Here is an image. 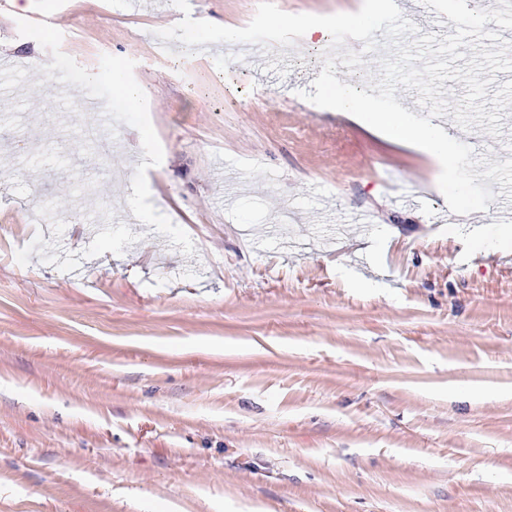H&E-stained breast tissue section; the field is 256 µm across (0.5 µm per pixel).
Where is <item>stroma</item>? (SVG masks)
<instances>
[{"instance_id":"stroma-1","label":"stroma","mask_w":512,"mask_h":512,"mask_svg":"<svg viewBox=\"0 0 512 512\" xmlns=\"http://www.w3.org/2000/svg\"><path fill=\"white\" fill-rule=\"evenodd\" d=\"M258 8L0 0V512H512V203L449 220ZM87 78L90 81H106L110 83L113 89L119 91L125 99L130 103H135L141 99L142 91L132 84H130L124 72L123 67L120 65H115L112 67L107 73H89Z\"/></svg>"}]
</instances>
